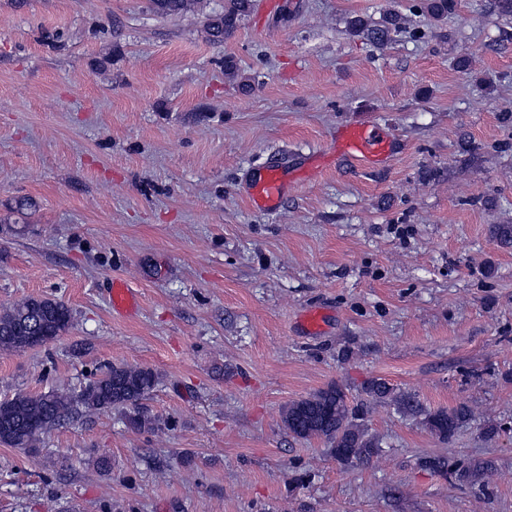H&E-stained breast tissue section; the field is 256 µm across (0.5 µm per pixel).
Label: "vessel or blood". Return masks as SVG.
<instances>
[{
  "label": "vessel or blood",
  "instance_id": "obj_1",
  "mask_svg": "<svg viewBox=\"0 0 512 512\" xmlns=\"http://www.w3.org/2000/svg\"><path fill=\"white\" fill-rule=\"evenodd\" d=\"M334 153L336 158H350L374 167L384 164L390 158L392 146L380 125L360 122L337 130ZM287 191V175L280 169L263 167L252 176L247 188V198L252 207L271 210L281 204Z\"/></svg>",
  "mask_w": 512,
  "mask_h": 512
}]
</instances>
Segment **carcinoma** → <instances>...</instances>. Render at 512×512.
<instances>
[{
  "label": "carcinoma",
  "mask_w": 512,
  "mask_h": 512,
  "mask_svg": "<svg viewBox=\"0 0 512 512\" xmlns=\"http://www.w3.org/2000/svg\"><path fill=\"white\" fill-rule=\"evenodd\" d=\"M190 0H150L151 10L160 16L180 14L188 9ZM251 8V0H227L224 14L210 18L207 29L216 39L224 38L241 16ZM455 8V0H416V13L444 18ZM356 33L382 44L398 17L391 16L379 28H372L361 18L350 20ZM71 309L62 301L50 298H28L0 311V349L17 350L27 336L48 333L61 335L69 327ZM157 383L149 368L112 365L82 388L56 389L44 394H20L0 402V417H7L9 428L0 430V443L28 450L36 447L40 437L82 408L87 412L112 408L133 410L130 425L138 430H153L156 419L139 411V404ZM359 396L369 404L394 406L402 415L423 417V424L444 440L452 439L458 429L474 417V410L460 404L448 411L431 412L409 393L399 392L383 378H372L360 388ZM367 407L349 396L348 388L332 384L312 396L291 403L283 413L288 432L300 439L317 438L331 450L337 462L354 466L366 464L380 452L381 442L364 423ZM422 466L461 483L486 486L492 475L491 466L483 461L451 460L430 457Z\"/></svg>",
  "instance_id": "obj_1"
}]
</instances>
